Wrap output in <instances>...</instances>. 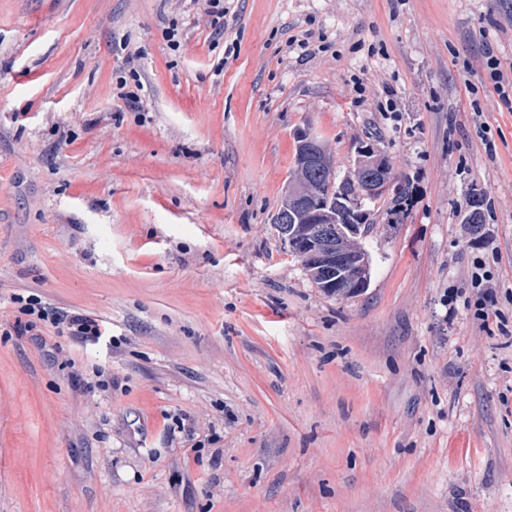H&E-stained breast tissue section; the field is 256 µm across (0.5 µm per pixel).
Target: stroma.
<instances>
[{
  "mask_svg": "<svg viewBox=\"0 0 512 512\" xmlns=\"http://www.w3.org/2000/svg\"><path fill=\"white\" fill-rule=\"evenodd\" d=\"M490 54L512 83V0H224L219 26L205 0H0V512H512ZM302 128L339 175L369 144L408 189L368 206L356 297L273 224ZM28 292L112 350L17 335Z\"/></svg>",
  "mask_w": 512,
  "mask_h": 512,
  "instance_id": "1",
  "label": "stroma"
}]
</instances>
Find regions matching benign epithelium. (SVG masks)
<instances>
[{
  "instance_id": "obj_1",
  "label": "benign epithelium",
  "mask_w": 512,
  "mask_h": 512,
  "mask_svg": "<svg viewBox=\"0 0 512 512\" xmlns=\"http://www.w3.org/2000/svg\"><path fill=\"white\" fill-rule=\"evenodd\" d=\"M300 176L288 181L285 207L277 210L276 224L288 223V217L303 218L280 231L279 236L291 253L325 275L324 287L332 296L350 298L363 288L354 270L366 265L367 257L348 248L349 240L363 235L369 212L365 203L373 200L388 185L390 174L375 150L362 149L372 159L361 160L359 175L350 183L330 184L320 191L310 177L329 168L332 157L310 131L296 133Z\"/></svg>"
}]
</instances>
